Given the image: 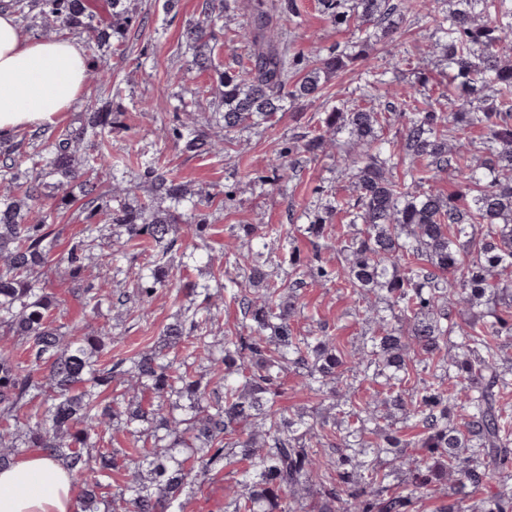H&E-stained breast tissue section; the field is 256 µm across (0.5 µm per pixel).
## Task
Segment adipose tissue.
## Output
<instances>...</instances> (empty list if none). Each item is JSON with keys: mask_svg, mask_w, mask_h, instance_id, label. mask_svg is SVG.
Masks as SVG:
<instances>
[{"mask_svg": "<svg viewBox=\"0 0 512 512\" xmlns=\"http://www.w3.org/2000/svg\"><path fill=\"white\" fill-rule=\"evenodd\" d=\"M80 42L28 33L0 10V138L54 123L86 88ZM75 480L66 464L35 452L0 466V512H73Z\"/></svg>", "mask_w": 512, "mask_h": 512, "instance_id": "adipose-tissue-1", "label": "adipose tissue"}]
</instances>
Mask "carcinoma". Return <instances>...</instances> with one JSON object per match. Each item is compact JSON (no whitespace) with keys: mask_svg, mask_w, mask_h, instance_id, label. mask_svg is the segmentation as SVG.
<instances>
[{"mask_svg":"<svg viewBox=\"0 0 512 512\" xmlns=\"http://www.w3.org/2000/svg\"><path fill=\"white\" fill-rule=\"evenodd\" d=\"M10 6L44 37L65 30L87 35L91 69L108 33L87 0H12ZM336 26L357 21L359 36L347 48L319 49L306 59L280 43L266 41L273 12H294L292 0H257L240 37L251 54L237 69L217 72L224 90V138L185 123L166 124L164 137L184 141L190 152L224 151L229 134L267 123L288 103L313 99L324 83L368 53L372 38L391 40L397 24L430 9V0H319ZM228 0H206L201 20L182 37L192 49L191 68L213 67L216 23ZM434 49L448 68V109L418 105L415 94L385 79L374 66L371 88L382 107L356 102L323 112L311 135L280 150L271 174L275 182L287 158L312 157L343 133L361 148L344 159L350 196L336 199L361 229L331 235L328 215L315 213L305 231L314 252L288 251V286L272 278L263 253L228 251L218 278L224 295L238 304L241 330L217 340L210 285L195 284L196 305L180 309L163 331L159 349L105 363L111 333L87 324H57L55 297L38 288L40 269L51 262L53 230L42 201L68 203L67 190L79 183L85 202L83 228L57 267L76 285L88 305L107 298L146 310L160 288L176 287L170 254L172 225L202 238L207 225L181 210L196 206L183 186L155 161L139 173L173 210L147 200L135 208L128 191L98 174L112 170V154L96 141L112 129L109 110L85 113L76 128L48 137L45 151L31 157L27 143L14 141L0 158V335L15 336L30 360L0 351V465L25 450L45 451L64 460L82 481L79 512H173L181 496L211 471L229 469L224 512H299V491L314 499L317 512H411L429 488L454 476V499L444 512H512V371L500 363L512 348V0H448L434 16ZM144 24L131 0H112L109 27L121 34ZM407 115L401 148L376 146L392 116ZM483 131L479 146L469 140ZM35 174L21 178V166ZM451 173L459 190L448 196L433 183ZM56 181L50 182L48 178ZM127 241L146 240L158 251L131 286L106 288L88 273L106 232ZM247 240L267 248L282 237L279 226L239 225ZM344 257L331 269L322 253ZM340 282L352 296L387 303L379 332L367 336L355 359L319 329L297 336V291L309 280ZM428 360L427 377L408 388L414 358ZM216 371L212 390L201 386L193 367ZM314 392L330 387L341 419L336 443L325 445V421L314 415L291 417L276 408L289 371ZM346 371L382 377L381 390L357 401L341 394ZM414 420L416 439H404L397 424ZM115 427L128 430L129 447L104 448ZM405 448H421L413 456ZM393 455L407 467L404 484L389 481L379 465L365 460ZM124 469L125 485L104 502L102 481Z\"/></svg>","mask_w":512,"mask_h":512,"instance_id":"1","label":"carcinoma"}]
</instances>
